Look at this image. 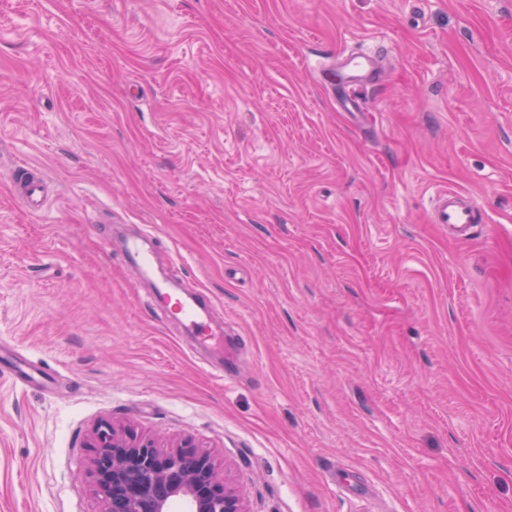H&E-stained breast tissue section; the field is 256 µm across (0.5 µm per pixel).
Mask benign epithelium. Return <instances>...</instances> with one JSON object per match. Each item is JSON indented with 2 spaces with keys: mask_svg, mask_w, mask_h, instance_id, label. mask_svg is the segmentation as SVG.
<instances>
[{
  "mask_svg": "<svg viewBox=\"0 0 512 512\" xmlns=\"http://www.w3.org/2000/svg\"><path fill=\"white\" fill-rule=\"evenodd\" d=\"M92 476L102 512H171L178 500L189 512H246L243 488L223 479L209 454L109 425L98 431Z\"/></svg>",
  "mask_w": 512,
  "mask_h": 512,
  "instance_id": "obj_1",
  "label": "benign epithelium"
}]
</instances>
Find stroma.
I'll return each instance as SVG.
<instances>
[{
  "mask_svg": "<svg viewBox=\"0 0 512 512\" xmlns=\"http://www.w3.org/2000/svg\"><path fill=\"white\" fill-rule=\"evenodd\" d=\"M341 54L383 63L356 112ZM143 225L223 352L149 307ZM105 422L248 512H512V0H0V512H101ZM11 181L18 187L19 200L26 209L36 213L43 208L46 186L41 171L37 167L14 168ZM481 221V207L471 198L447 190L436 194L432 223L465 234L472 224H479Z\"/></svg>",
  "mask_w": 512,
  "mask_h": 512,
  "instance_id": "obj_1",
  "label": "stroma"
}]
</instances>
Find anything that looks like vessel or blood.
<instances>
[{
	"label": "vessel or blood",
	"mask_w": 512,
	"mask_h": 512,
	"mask_svg": "<svg viewBox=\"0 0 512 512\" xmlns=\"http://www.w3.org/2000/svg\"><path fill=\"white\" fill-rule=\"evenodd\" d=\"M343 69L347 70L353 86H361L380 74V67L372 61L363 63L343 59ZM11 181L18 189L21 204L32 212L40 211L44 205L46 186L37 167L22 166L11 173ZM481 207L471 198L455 192H438L434 199V223L451 228L463 234L471 225L480 223ZM150 232L143 231L125 241L122 257L127 270L135 281L148 280L152 283V305L161 310L168 322L179 324L187 333L204 338L210 337L208 316L211 309L209 298L199 292H178L171 283L162 277L154 276L149 243Z\"/></svg>",
	"instance_id": "obj_1"
}]
</instances>
